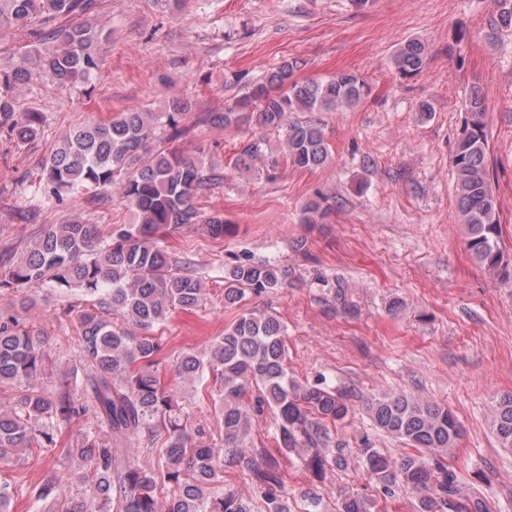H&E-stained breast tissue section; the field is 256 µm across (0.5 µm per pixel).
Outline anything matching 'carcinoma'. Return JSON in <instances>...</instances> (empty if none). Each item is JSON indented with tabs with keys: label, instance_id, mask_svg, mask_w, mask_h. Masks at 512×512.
Segmentation results:
<instances>
[{
	"label": "carcinoma",
	"instance_id": "cac0c4a2",
	"mask_svg": "<svg viewBox=\"0 0 512 512\" xmlns=\"http://www.w3.org/2000/svg\"><path fill=\"white\" fill-rule=\"evenodd\" d=\"M485 37L512 29V0H494ZM93 0H0V27H31L41 42L36 61L61 84H88L99 69L98 34L81 21ZM62 21L63 46L51 44L42 27ZM420 40L393 56L403 75L426 64ZM31 54L0 61V130L18 143L44 133L42 117L19 112L15 92L33 78ZM297 61L283 60L224 111L210 115L220 128L248 125L258 133L239 143L232 163L250 171L266 155V134H282L283 157L291 167L312 171L331 159L317 114L350 108L371 94L353 71L325 79L295 76ZM301 112L303 120L291 118ZM465 132L458 136L452 163L456 175L457 221L466 248L490 275L512 280V260L501 246L498 201L487 164V103L482 89L464 100ZM189 105L174 100L165 112L132 109L105 121L70 130L42 164L39 183L50 197L74 190L118 193L133 222L107 230L74 220L49 224L16 261L0 263V288L19 294L16 313L0 315V383L21 390L13 405L0 408V464L36 446L57 449L55 433L90 414L100 432H83L62 448L82 464L83 491L63 495L61 478L33 490L38 512H292L278 459L248 468L260 489L255 506L224 488L225 452L252 444L254 418L269 409L277 417L281 455L302 451L301 459L319 480L347 465L345 449L331 450L330 426L351 411L346 396L317 384L297 385L288 375L286 326L273 314L243 313L202 353L176 356L179 378L204 386L224 447L191 425L176 392L162 381L160 337L155 332L175 310L205 305L206 288L189 267L175 268L161 233L198 221L196 198L222 181L205 170L203 158L187 157L174 143L185 130ZM288 269L270 262L236 261L224 269V307L233 308L245 291L256 294L288 287ZM48 284L96 298L94 309L74 311L77 352L88 370H70L50 387L37 385L44 366L43 337L22 314L36 306L23 290ZM90 391L83 402L76 393ZM378 429L399 439L409 452L396 460L369 445L362 458L369 474L392 496L399 486L417 494L415 512H487L486 501L466 492L448 464L461 438V424L446 407L415 395L392 394L369 404ZM490 419L500 447L512 450V393L491 404ZM14 481L0 477V512H12ZM358 494L343 496L337 512H371Z\"/></svg>",
	"mask_w": 512,
	"mask_h": 512
}]
</instances>
